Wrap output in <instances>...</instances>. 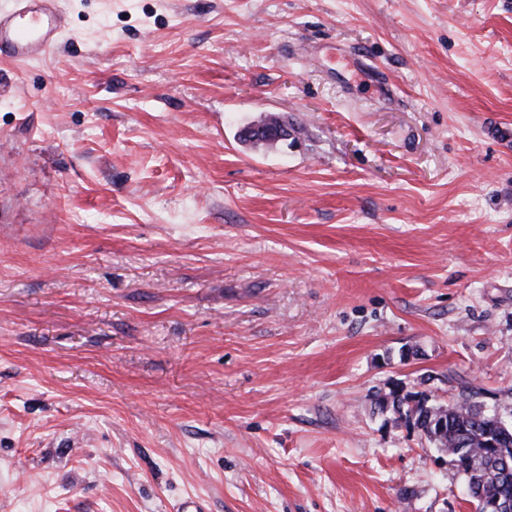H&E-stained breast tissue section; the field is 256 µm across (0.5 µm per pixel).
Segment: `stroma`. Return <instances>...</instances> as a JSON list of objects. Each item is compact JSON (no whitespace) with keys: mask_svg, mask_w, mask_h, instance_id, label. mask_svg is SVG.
<instances>
[{"mask_svg":"<svg viewBox=\"0 0 512 512\" xmlns=\"http://www.w3.org/2000/svg\"><path fill=\"white\" fill-rule=\"evenodd\" d=\"M62 8L0 56V512H472L376 400L512 413V0Z\"/></svg>","mask_w":512,"mask_h":512,"instance_id":"1","label":"stroma"}]
</instances>
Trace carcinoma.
Listing matches in <instances>:
<instances>
[{
    "label": "carcinoma",
    "mask_w": 512,
    "mask_h": 512,
    "mask_svg": "<svg viewBox=\"0 0 512 512\" xmlns=\"http://www.w3.org/2000/svg\"><path fill=\"white\" fill-rule=\"evenodd\" d=\"M377 404L391 407L421 433L434 434L430 441L467 480L476 512H494L483 508L484 501H512V422L500 426L503 416L496 406L480 401L478 392L465 388L454 405L444 406L423 393L401 396L392 390Z\"/></svg>",
    "instance_id": "cac0c4a2"
}]
</instances>
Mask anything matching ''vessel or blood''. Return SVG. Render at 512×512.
I'll use <instances>...</instances> for the list:
<instances>
[{"label":"vessel or blood","mask_w":512,"mask_h":512,"mask_svg":"<svg viewBox=\"0 0 512 512\" xmlns=\"http://www.w3.org/2000/svg\"><path fill=\"white\" fill-rule=\"evenodd\" d=\"M60 0H13L0 10V55L29 60L45 54L65 30Z\"/></svg>","instance_id":"1"}]
</instances>
